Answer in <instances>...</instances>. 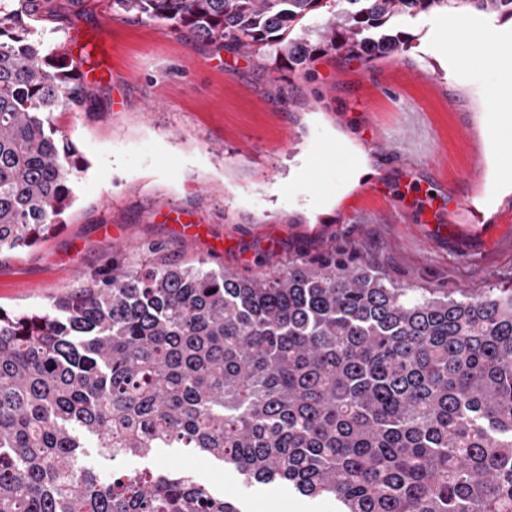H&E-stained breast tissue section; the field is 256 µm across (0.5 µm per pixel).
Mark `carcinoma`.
Segmentation results:
<instances>
[{"label":"carcinoma","mask_w":512,"mask_h":512,"mask_svg":"<svg viewBox=\"0 0 512 512\" xmlns=\"http://www.w3.org/2000/svg\"><path fill=\"white\" fill-rule=\"evenodd\" d=\"M0 0V253L74 202L55 113L83 75ZM296 71L371 63L398 24L512 0H112ZM103 455L187 448L246 484L336 512H512V284L413 294L334 251L242 278L163 261L92 280L45 312L0 309V512H245L179 468L112 474Z\"/></svg>","instance_id":"cac0c4a2"}]
</instances>
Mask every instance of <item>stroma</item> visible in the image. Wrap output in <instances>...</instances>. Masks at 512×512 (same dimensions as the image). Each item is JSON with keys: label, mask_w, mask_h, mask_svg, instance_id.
Segmentation results:
<instances>
[{"label": "stroma", "mask_w": 512, "mask_h": 512, "mask_svg": "<svg viewBox=\"0 0 512 512\" xmlns=\"http://www.w3.org/2000/svg\"><path fill=\"white\" fill-rule=\"evenodd\" d=\"M44 37L108 43L85 88L96 109L58 113L75 158V201L48 238L0 259V308L38 311L100 273L150 261L243 277L335 250L407 288L478 298L512 284V162L497 160L493 64L440 50L450 13L410 20L408 50L374 66L327 55L305 73L116 13L112 0H35ZM372 103L368 112L355 99ZM375 193H368V186ZM188 469L246 512H334L284 484L245 487L214 459L176 448L107 461L102 473Z\"/></svg>", "instance_id": "obj_1"}]
</instances>
